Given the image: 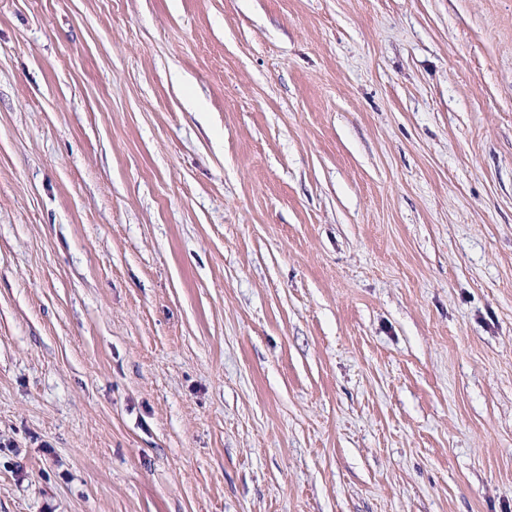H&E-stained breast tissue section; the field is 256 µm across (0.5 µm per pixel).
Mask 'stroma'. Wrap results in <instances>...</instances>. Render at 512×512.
<instances>
[{"label":"stroma","instance_id":"obj_1","mask_svg":"<svg viewBox=\"0 0 512 512\" xmlns=\"http://www.w3.org/2000/svg\"><path fill=\"white\" fill-rule=\"evenodd\" d=\"M0 512H512V0H0Z\"/></svg>","mask_w":512,"mask_h":512}]
</instances>
